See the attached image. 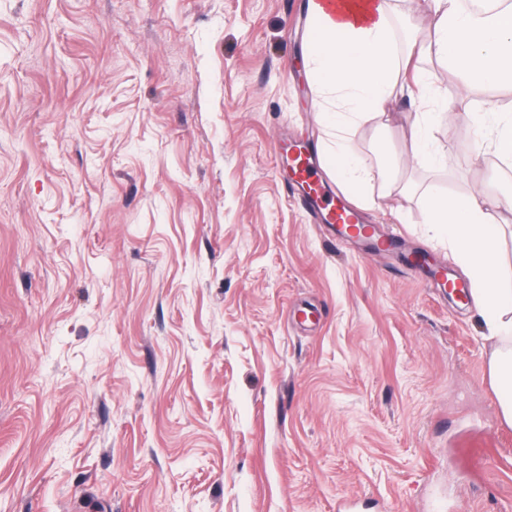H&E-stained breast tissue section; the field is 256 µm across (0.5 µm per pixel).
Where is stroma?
<instances>
[{
  "label": "stroma",
  "instance_id": "35a3bbf8",
  "mask_svg": "<svg viewBox=\"0 0 512 512\" xmlns=\"http://www.w3.org/2000/svg\"><path fill=\"white\" fill-rule=\"evenodd\" d=\"M306 3L0 0V512H512L497 343L420 212L485 191L512 278V168L472 121L512 87L468 90L439 169L418 95L354 127L390 196L317 169L377 249L285 185L323 138Z\"/></svg>",
  "mask_w": 512,
  "mask_h": 512
}]
</instances>
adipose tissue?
<instances>
[{"label": "adipose tissue", "mask_w": 512, "mask_h": 512, "mask_svg": "<svg viewBox=\"0 0 512 512\" xmlns=\"http://www.w3.org/2000/svg\"><path fill=\"white\" fill-rule=\"evenodd\" d=\"M434 19L432 41L409 44L407 56H435L443 68L458 71L465 88L512 86V4L472 11L462 0H428ZM307 64L324 99L330 104L324 121L329 143L323 166L338 183L359 191L371 181L370 167L359 159L346 133L351 125L385 114L405 91L397 76L401 62L388 23L390 0H350L330 8L325 0H308ZM423 106L409 127L412 155L436 166L442 161L433 131L449 118L458 97L442 92L437 75L417 78ZM487 132V149L512 164V113L489 109L476 113ZM490 201L480 190L464 195L440 192L421 201L424 223L446 241L472 284L477 313L502 348L491 356L489 373L502 420L512 426V284L496 266L500 225L490 219Z\"/></svg>", "instance_id": "obj_1"}]
</instances>
